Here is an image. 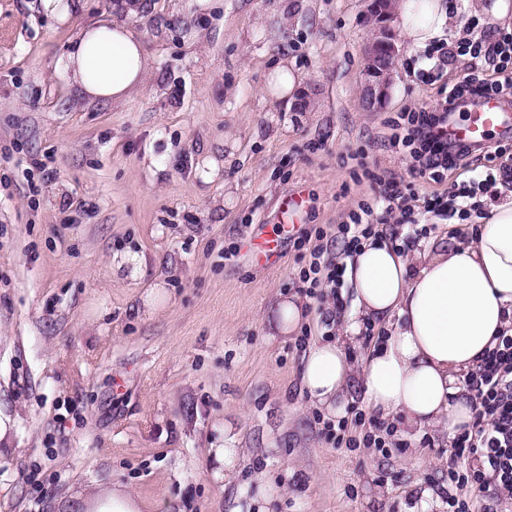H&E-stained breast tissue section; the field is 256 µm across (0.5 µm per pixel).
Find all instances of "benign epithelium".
<instances>
[{
  "instance_id": "7a95c632",
  "label": "benign epithelium",
  "mask_w": 512,
  "mask_h": 512,
  "mask_svg": "<svg viewBox=\"0 0 512 512\" xmlns=\"http://www.w3.org/2000/svg\"><path fill=\"white\" fill-rule=\"evenodd\" d=\"M367 10L379 23L369 35L361 101L364 110L379 112L390 98L396 62L401 54L394 30V0H368Z\"/></svg>"
}]
</instances>
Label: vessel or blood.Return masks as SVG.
I'll return each instance as SVG.
<instances>
[{"label":"vessel or blood","instance_id":"obj_1","mask_svg":"<svg viewBox=\"0 0 512 512\" xmlns=\"http://www.w3.org/2000/svg\"><path fill=\"white\" fill-rule=\"evenodd\" d=\"M471 119L468 124L449 123V140H466L481 143L491 133L502 136L512 135V99L477 98L469 105Z\"/></svg>","mask_w":512,"mask_h":512}]
</instances>
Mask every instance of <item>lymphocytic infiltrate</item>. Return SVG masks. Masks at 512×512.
<instances>
[{"label": "lymphocytic infiltrate", "mask_w": 512, "mask_h": 512, "mask_svg": "<svg viewBox=\"0 0 512 512\" xmlns=\"http://www.w3.org/2000/svg\"><path fill=\"white\" fill-rule=\"evenodd\" d=\"M468 37L451 43L436 41L424 51L427 68L418 73L423 83L436 87L430 105L400 113L391 120L389 148L405 160L409 178L369 173L378 190L358 202L345 223L336 227L297 230L292 239L307 249L309 261L295 280L306 296L332 301L342 307L346 261L363 244L384 238L388 219L410 225L413 236L426 235L420 212L467 219L477 209L476 199L495 188L508 171L501 160L512 145L496 139L474 145L449 143L448 117L465 103L484 95L512 97V30L468 25ZM466 63L457 81L446 79L454 60ZM482 159L483 168L472 179L453 180L455 171ZM432 184L433 192L420 197L417 181ZM465 389L473 405V419L455 435L452 455L468 460V470L448 469V512H503L512 505V333L493 337L478 365L466 374ZM322 432L334 447L389 448L393 429L355 412L339 420H326Z\"/></svg>", "instance_id": "f902f5d3"}]
</instances>
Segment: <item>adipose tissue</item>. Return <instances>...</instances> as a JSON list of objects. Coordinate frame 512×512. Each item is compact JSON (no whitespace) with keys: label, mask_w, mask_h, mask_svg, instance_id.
<instances>
[{"label":"adipose tissue","mask_w":512,"mask_h":512,"mask_svg":"<svg viewBox=\"0 0 512 512\" xmlns=\"http://www.w3.org/2000/svg\"><path fill=\"white\" fill-rule=\"evenodd\" d=\"M143 9L122 0L119 11L81 29L65 56L84 95L120 102L151 72L141 37L126 19ZM401 32L410 49L426 47L458 19L448 0H399ZM353 308L336 321L341 336L312 344L301 382L316 406H342L359 383L368 406L396 418L407 436L440 428L455 435L471 423L473 406L459 380L479 363L493 336L512 329V194L488 199L473 240L424 252L387 241L367 243L349 260ZM382 325L385 344L353 364L364 324ZM121 488L89 490L77 512H141Z\"/></svg>","instance_id":"adipose-tissue-1"}]
</instances>
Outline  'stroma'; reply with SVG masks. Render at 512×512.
I'll return each mask as SVG.
<instances>
[{
  "instance_id": "35a3bbf8",
  "label": "stroma",
  "mask_w": 512,
  "mask_h": 512,
  "mask_svg": "<svg viewBox=\"0 0 512 512\" xmlns=\"http://www.w3.org/2000/svg\"><path fill=\"white\" fill-rule=\"evenodd\" d=\"M80 2L61 21L0 0V413L16 421L0 512H72L95 486L145 512H448L446 431L333 447L295 336L269 335L304 263L278 233L282 199L303 190L296 225H336L370 195L365 168L405 175L384 142L432 103L426 60L404 50L367 112L366 0H298L286 26V0H216L190 25L186 0H143L147 83L91 102L62 58L115 0ZM281 61L307 111L266 92ZM126 253L138 275L113 270Z\"/></svg>"
}]
</instances>
